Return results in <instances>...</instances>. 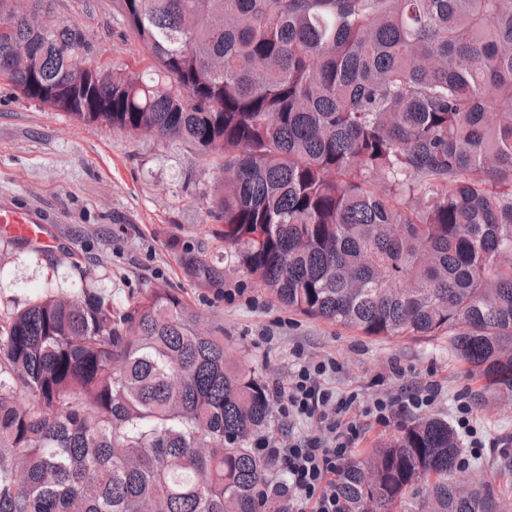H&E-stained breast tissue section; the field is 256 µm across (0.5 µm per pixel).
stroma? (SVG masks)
<instances>
[{
    "instance_id": "1",
    "label": "stroma",
    "mask_w": 512,
    "mask_h": 512,
    "mask_svg": "<svg viewBox=\"0 0 512 512\" xmlns=\"http://www.w3.org/2000/svg\"><path fill=\"white\" fill-rule=\"evenodd\" d=\"M58 16L91 37L97 58L131 71L140 57L117 20L112 0H57ZM221 177L215 160L189 148L109 126L83 124L0 84V207L29 210L56 231L47 254L0 235V309H20L49 289L72 293L88 285L122 308L158 286L182 293L203 324L224 331L230 356L252 364L268 383L287 384L298 363L335 359L329 387L360 400L386 397L410 384H431L439 396L428 412L453 419L469 401L487 446L468 470L492 481L512 504V393L490 396L468 374L444 338H375L313 319L282 305L256 281L224 261L223 224L209 213ZM192 253L224 271L215 290L190 277L180 259ZM363 431L361 455L408 424V414L379 424L353 408Z\"/></svg>"
}]
</instances>
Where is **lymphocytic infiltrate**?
Instances as JSON below:
<instances>
[{"instance_id":"obj_1","label":"lymphocytic infiltrate","mask_w":512,"mask_h":512,"mask_svg":"<svg viewBox=\"0 0 512 512\" xmlns=\"http://www.w3.org/2000/svg\"><path fill=\"white\" fill-rule=\"evenodd\" d=\"M335 361L304 365L288 386H273L274 398L286 399L288 411L298 417L316 420L319 430L328 432V439L313 438L286 448L277 447L274 438L258 439L256 454L276 466L288 479L293 507L297 512H345L337 494L336 474L351 454L361 435L360 424L349 413L359 402L357 394L339 395L326 384L335 373ZM438 389L428 386L410 389L397 398H375L365 407L367 415L386 423L391 415L411 408L430 406Z\"/></svg>"}]
</instances>
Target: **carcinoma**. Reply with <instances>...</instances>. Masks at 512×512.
Returning <instances> with one entry per match:
<instances>
[{
	"label": "carcinoma",
	"instance_id": "1",
	"mask_svg": "<svg viewBox=\"0 0 512 512\" xmlns=\"http://www.w3.org/2000/svg\"><path fill=\"white\" fill-rule=\"evenodd\" d=\"M4 82L87 124L224 159V256L280 303L368 337L448 338L512 393V0H113L139 72L89 79L102 112L48 96L94 45L31 0ZM182 263L224 288L194 254ZM258 371L194 306L90 286L0 315V512H291L251 444ZM448 421L420 417L344 464L345 512H505L459 485Z\"/></svg>",
	"mask_w": 512,
	"mask_h": 512
}]
</instances>
